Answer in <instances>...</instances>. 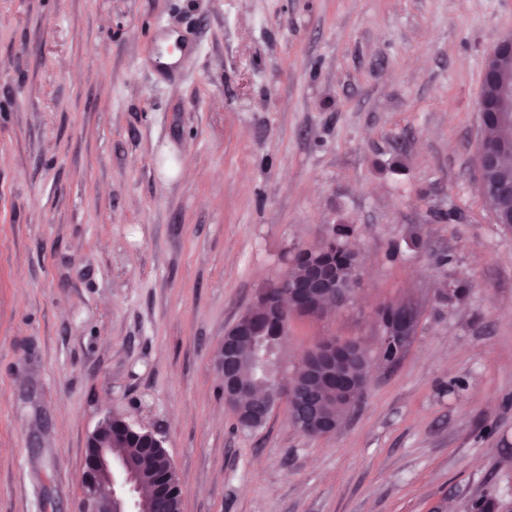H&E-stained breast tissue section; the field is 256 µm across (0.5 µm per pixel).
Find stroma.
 <instances>
[{"label":"stroma","instance_id":"35a3bbf8","mask_svg":"<svg viewBox=\"0 0 512 512\" xmlns=\"http://www.w3.org/2000/svg\"><path fill=\"white\" fill-rule=\"evenodd\" d=\"M511 33L512 0H0V512H83L108 412L165 437L183 512L512 507V228L474 170ZM335 224L358 295L290 314L281 369L356 342L370 384L334 433L241 429L224 332ZM506 55L512 57L511 34L499 39L488 52L483 70L482 91L479 98V112L482 120L483 112H488L483 91L488 86L495 88L496 104L494 109L495 112H499V124L501 127L512 126V82L498 78L490 84L488 83V78L499 73V61ZM383 306L377 309V320L384 331L385 343L393 344L397 348L393 358V361H396L403 355L414 334L417 324V308L403 305L392 306L394 314L390 319L385 320L378 313Z\"/></svg>","mask_w":512,"mask_h":512}]
</instances>
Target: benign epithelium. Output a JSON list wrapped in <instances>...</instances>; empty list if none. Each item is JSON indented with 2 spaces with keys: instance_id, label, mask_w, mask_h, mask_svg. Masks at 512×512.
<instances>
[{
  "instance_id": "7a95c632",
  "label": "benign epithelium",
  "mask_w": 512,
  "mask_h": 512,
  "mask_svg": "<svg viewBox=\"0 0 512 512\" xmlns=\"http://www.w3.org/2000/svg\"><path fill=\"white\" fill-rule=\"evenodd\" d=\"M512 57V35L499 39L486 56L483 70L482 88L493 86L496 90L495 111L499 112V124L502 127L512 126V82L496 79L488 82V78L499 73V61L504 56ZM512 152V141H493L485 135L481 139L476 152L477 181H482L485 167L498 162L500 157ZM299 287L313 291L317 297L308 309V315L317 316L325 305L336 302L343 307L351 301V297L336 291V268L328 265H309L305 268ZM276 289V301L282 312H287L285 302H291L294 311H299L297 290L278 282L272 285ZM393 316L385 320L378 318L384 331L385 343L397 348L394 359H399L406 350L417 324V308L413 306H393ZM265 308L256 305L244 312L237 321L224 333L218 354V367L224 384V403L240 417L243 406L241 400L244 389L238 372L237 336H262L264 331L259 327V320ZM362 348L355 343H339L334 340L325 341L312 348L300 364L302 376H278L275 381V394L268 407L277 406L280 401L293 398L296 388L315 394L330 388L335 399L343 402L348 410H353L366 382H348L337 371V366L347 357L361 355ZM293 424L301 427L304 421H313L318 426L312 430L316 435H326L336 431L337 425L324 415L309 416L292 415ZM119 447L112 434V415L106 414L90 433L87 440L89 458L82 476L84 494V512H149L148 497L144 495V471L132 458L113 454Z\"/></svg>"
}]
</instances>
